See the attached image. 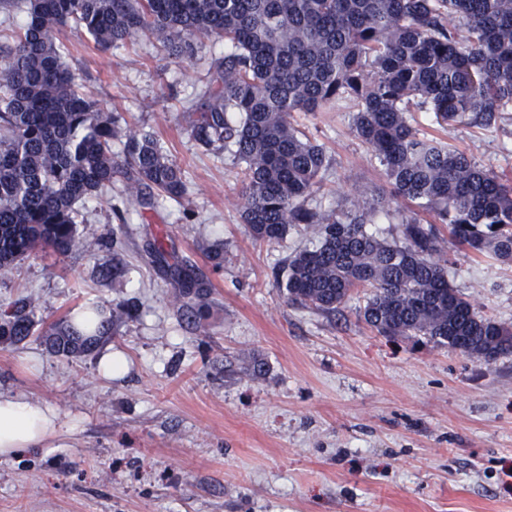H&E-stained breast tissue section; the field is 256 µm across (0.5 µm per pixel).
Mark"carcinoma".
I'll list each match as a JSON object with an SVG mask.
<instances>
[{"mask_svg":"<svg viewBox=\"0 0 512 512\" xmlns=\"http://www.w3.org/2000/svg\"><path fill=\"white\" fill-rule=\"evenodd\" d=\"M26 20L0 34V271L37 251H83L80 207L120 175L130 205L181 202L180 166L146 131H121L119 117L90 100L63 62L55 34L74 29L106 51L141 36L176 59L203 40L224 41L208 101L190 135L243 164L241 217L256 241L284 238L292 224L315 226L318 244L284 267L287 302L334 314L367 289L362 318L380 336L429 342L487 363L512 353V326L475 311L448 280L434 224L412 217L403 240L366 225L389 202L342 216L309 208L329 165L325 149L292 123L295 112L357 102L353 131L384 167L393 199L434 213L476 256L512 261V180L465 153L419 136L414 105L439 125L489 126L512 107V0H0ZM125 139L122 155L112 141ZM176 297L194 318L209 291L186 264L169 267ZM32 303L0 314V336L33 335ZM116 305L80 334L50 324L59 355L91 351L132 318Z\"/></svg>","mask_w":512,"mask_h":512,"instance_id":"carcinoma-1","label":"carcinoma"}]
</instances>
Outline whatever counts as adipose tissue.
<instances>
[{
  "label": "adipose tissue",
  "instance_id": "obj_1",
  "mask_svg": "<svg viewBox=\"0 0 512 512\" xmlns=\"http://www.w3.org/2000/svg\"><path fill=\"white\" fill-rule=\"evenodd\" d=\"M63 424L56 407L0 392V459L52 447Z\"/></svg>",
  "mask_w": 512,
  "mask_h": 512
}]
</instances>
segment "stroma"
<instances>
[{
  "label": "stroma",
  "mask_w": 512,
  "mask_h": 512,
  "mask_svg": "<svg viewBox=\"0 0 512 512\" xmlns=\"http://www.w3.org/2000/svg\"><path fill=\"white\" fill-rule=\"evenodd\" d=\"M59 39L78 82L129 127L156 133L183 170V202L128 212L125 182L80 208L87 250L39 252L0 273V310L29 298L37 327L93 303L136 305L102 346L128 359L107 380L98 351L52 355L39 336L0 338V390L57 407L79 429L57 447L0 462V512H512V355L485 364L427 341L389 340L359 315L352 294L328 315L286 303V260L312 246L311 227L254 243L240 217L242 166L198 145L190 125L224 56L203 41L176 60L157 41L98 51L84 34ZM354 102L297 112L293 123L329 158L308 207L336 215L388 193L384 171L355 136ZM422 135L452 144L512 179V112L488 127H441L411 110ZM123 241L126 273L111 264L108 231ZM449 280L482 315L512 323V262L474 256L438 225ZM163 238L210 291L188 318L146 245ZM224 248L214 267L209 246ZM266 365L257 378L248 369Z\"/></svg>",
  "instance_id": "1"
}]
</instances>
